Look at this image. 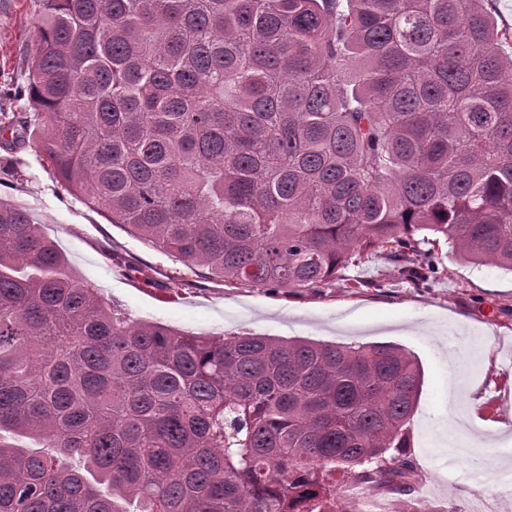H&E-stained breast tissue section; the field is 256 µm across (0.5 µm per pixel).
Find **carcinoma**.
Here are the masks:
<instances>
[{
  "label": "carcinoma",
  "instance_id": "obj_1",
  "mask_svg": "<svg viewBox=\"0 0 512 512\" xmlns=\"http://www.w3.org/2000/svg\"><path fill=\"white\" fill-rule=\"evenodd\" d=\"M41 161L110 223L230 286L316 290L440 242L512 273V30L494 0H39ZM429 244L424 250L421 245ZM413 352L136 321L0 200V512H336L402 494ZM79 457L72 468L66 458Z\"/></svg>",
  "mask_w": 512,
  "mask_h": 512
}]
</instances>
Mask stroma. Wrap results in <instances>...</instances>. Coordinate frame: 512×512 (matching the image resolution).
<instances>
[{
  "label": "stroma",
  "mask_w": 512,
  "mask_h": 512,
  "mask_svg": "<svg viewBox=\"0 0 512 512\" xmlns=\"http://www.w3.org/2000/svg\"><path fill=\"white\" fill-rule=\"evenodd\" d=\"M38 16V0H0V119L28 107V40ZM0 200L27 209L72 268L134 320L216 339L252 333L406 347L424 370L407 435L418 480L392 502L403 512H475L483 497L495 512H512V463L504 464L499 447L512 435V274L443 253L434 281L416 287L373 254L318 292L230 287L109 223L69 192L28 142L0 146ZM351 279L361 288L348 289ZM452 350L462 354L460 386L479 384L465 399L448 396ZM448 424L480 440L483 466L463 457L451 467L433 464L432 435Z\"/></svg>",
  "instance_id": "obj_1"
}]
</instances>
